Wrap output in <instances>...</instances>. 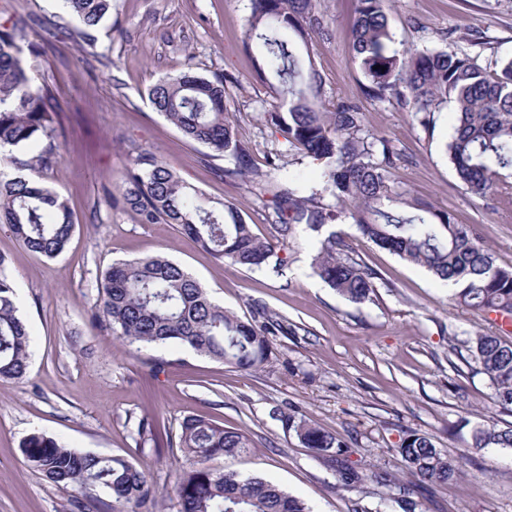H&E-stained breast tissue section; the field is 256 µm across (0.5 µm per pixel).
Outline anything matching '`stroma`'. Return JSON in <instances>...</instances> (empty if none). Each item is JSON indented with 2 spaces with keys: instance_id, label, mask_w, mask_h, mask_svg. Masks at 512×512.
<instances>
[{
  "instance_id": "stroma-1",
  "label": "stroma",
  "mask_w": 512,
  "mask_h": 512,
  "mask_svg": "<svg viewBox=\"0 0 512 512\" xmlns=\"http://www.w3.org/2000/svg\"><path fill=\"white\" fill-rule=\"evenodd\" d=\"M354 7V0L318 5L327 33L314 40L313 56L332 101L361 95L349 39ZM16 15L33 20L23 45L28 63L61 86V159L44 179L68 199L78 226L65 251L49 259L0 224V254L32 340L26 378L0 382V512H68L69 490L31 469L20 452L36 430L81 452L130 460L159 492L153 512H179L170 489L191 462L166 440L189 416L251 441L241 455L211 459V468L272 481L311 512H358L383 496L388 512H512V448H476L470 438L474 427L512 423L466 346L496 326L453 301L446 284L345 223L340 230L355 255L378 274L375 293L354 303L313 274L319 238L305 229L281 250L280 270L249 271L217 260L174 225L109 208L133 142L208 197L233 204L260 237L276 238L271 208L245 181L225 180L223 158L185 140L148 96L189 61L202 75L228 76L224 103L254 168L264 170L266 154L285 141L261 117L276 99L255 76L245 45L250 0H113L86 40L63 35L73 22L59 0H0V22ZM388 16L401 48L465 52L482 65L512 57V0H391ZM472 30L489 49L465 41ZM362 106L370 133L400 154L392 170L397 190L474 227L496 264L512 270V199L474 195L457 179L445 153L451 109L437 114L430 134L410 112L370 100ZM156 254L184 267L242 320L258 305L275 313L282 327L269 338V361L241 371L176 342L127 346L101 331L91 319L98 277L113 263ZM288 414L351 441L354 466L388 472L398 484L410 477L394 447L410 431L460 460L463 475L397 498L369 481L340 486L289 430ZM144 418L157 422L162 442L138 436Z\"/></svg>"
}]
</instances>
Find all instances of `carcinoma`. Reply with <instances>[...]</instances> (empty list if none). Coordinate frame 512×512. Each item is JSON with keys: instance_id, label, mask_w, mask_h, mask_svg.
Masks as SVG:
<instances>
[{"instance_id": "obj_1", "label": "carcinoma", "mask_w": 512, "mask_h": 512, "mask_svg": "<svg viewBox=\"0 0 512 512\" xmlns=\"http://www.w3.org/2000/svg\"><path fill=\"white\" fill-rule=\"evenodd\" d=\"M318 2L251 0L245 42L256 50V75L264 82L277 80L280 100L263 120L283 133L290 149L322 164L319 185L303 186L286 170L283 154L270 155L266 174L252 181V194L272 208L282 241L299 226L321 236L311 269L351 302L370 297L378 274L354 256L344 234L332 230L347 219L375 245L457 285L453 297L459 304L485 316L511 317L512 271L495 265L473 228L395 188L391 169L398 153L390 140L366 130L358 100L323 101V77L310 50L323 31ZM388 3L356 0L350 38L353 63L365 80L362 96L410 109L426 130L434 129L435 115L453 103L446 153L458 179L478 196L505 187L512 176V58L484 67L466 53L400 50L389 27ZM62 6L85 39L112 11V0H62ZM28 26L24 17L0 26V167L13 169L7 176L0 171V224L9 225L27 250L54 258L72 237L75 215L67 199L43 181L61 157L62 119L57 87L40 82L23 59L20 43ZM224 81L222 74L196 73L189 61L180 74L160 79L149 97L184 138L228 162L224 177L237 179L253 173L252 159L226 115ZM129 153L131 165L119 193L109 197L110 208L131 210L143 224H176L215 258L247 270L281 265L277 245L257 237L233 205L205 197L154 152L132 142ZM5 263L0 254L1 382L23 379L30 358V334L17 314L13 283L1 270ZM92 318L129 345L177 342L241 370L268 359V335L280 326L263 307L256 309L254 322L241 321L162 255L109 267L99 279ZM468 351L497 402L512 411V343L478 334ZM286 422L317 458L333 463L340 485L355 488L366 480L394 485L384 472L364 474L349 464V444L303 419L290 415ZM472 438L478 448H512V425L479 426ZM179 447L193 459L172 487L179 512H309L270 481L207 465L214 456L250 447L237 430L188 417ZM20 450L48 481L75 491L71 512H81L83 499L98 488L108 495L97 499L100 512H112L114 500L132 505L131 512L154 506L146 473L122 457L79 452L41 432L25 437ZM395 452L416 481L437 484L461 477L460 461L425 434H405Z\"/></svg>"}]
</instances>
